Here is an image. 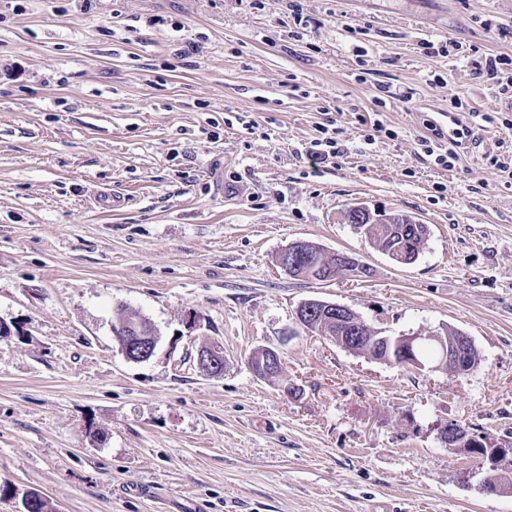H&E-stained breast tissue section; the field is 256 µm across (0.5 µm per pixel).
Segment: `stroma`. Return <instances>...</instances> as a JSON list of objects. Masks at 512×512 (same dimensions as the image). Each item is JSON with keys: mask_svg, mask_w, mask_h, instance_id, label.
<instances>
[{"mask_svg": "<svg viewBox=\"0 0 512 512\" xmlns=\"http://www.w3.org/2000/svg\"><path fill=\"white\" fill-rule=\"evenodd\" d=\"M446 37L462 53H426ZM192 42L203 55H181ZM476 52L512 58V0L6 13L0 64L25 75L0 78V320L20 329L0 337V486L17 492L0 512L28 490L56 512H512V457L490 496L478 459L440 438L448 423L512 437V185L489 164L512 129L462 138L451 169L419 146L444 112L512 121ZM327 125L339 154L315 169L304 149ZM358 203L428 225L419 258L356 234ZM295 241L369 272L294 279L276 259ZM312 298L393 336L461 331L480 364L354 353L296 325ZM121 308L156 326L150 360L121 353ZM204 343L222 375L198 369ZM263 347L281 377L253 373ZM196 364L207 374L218 376L224 372V349L217 345H202L196 350Z\"/></svg>", "mask_w": 512, "mask_h": 512, "instance_id": "35a3bbf8", "label": "stroma"}]
</instances>
